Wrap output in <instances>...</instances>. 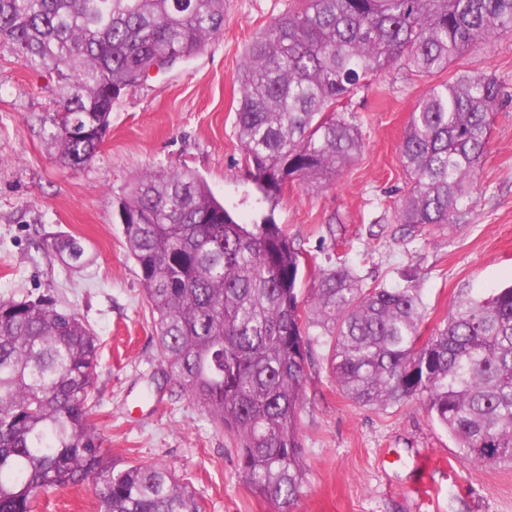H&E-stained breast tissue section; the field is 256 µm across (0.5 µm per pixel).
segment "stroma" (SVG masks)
I'll use <instances>...</instances> for the list:
<instances>
[{
  "mask_svg": "<svg viewBox=\"0 0 512 512\" xmlns=\"http://www.w3.org/2000/svg\"><path fill=\"white\" fill-rule=\"evenodd\" d=\"M297 0H224V31L194 57L122 90L91 165L61 167L39 118L55 107L53 74L35 72L0 43V300L53 295L98 338L93 421L118 464L166 469L204 512H276L243 481L234 443L190 395L158 388L163 368L140 271L129 257L116 198L147 169L201 175L246 222L273 215L309 265L347 266L367 285L412 275L427 306L424 335L442 327L453 301L512 284V35L474 48L448 68L495 76L505 99L492 113L476 175V203L462 223L415 237L394 211L408 189L399 146L429 87L397 63L346 101L363 143L320 189L286 187L277 205L258 192L236 134L244 53ZM80 238L71 268L50 245ZM315 341L299 423L307 479L295 512H512V462L472 468L416 400L362 408L338 390ZM37 512H99L93 483L43 494Z\"/></svg>",
  "mask_w": 512,
  "mask_h": 512,
  "instance_id": "stroma-1",
  "label": "stroma"
}]
</instances>
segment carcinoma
I'll return each mask as SVG.
<instances>
[{
    "label": "carcinoma",
    "mask_w": 512,
    "mask_h": 512,
    "mask_svg": "<svg viewBox=\"0 0 512 512\" xmlns=\"http://www.w3.org/2000/svg\"><path fill=\"white\" fill-rule=\"evenodd\" d=\"M224 30V0H0V41L57 77L42 117L56 159L95 158L121 91L192 58ZM512 33V0H299L245 52L237 136L266 198L294 181L320 188L361 149L339 109L390 66L432 78L479 43ZM503 96L488 74L430 85L399 148L410 187L397 223L417 236L458 224ZM129 255L151 307L163 380L196 399L236 448L253 493L293 512L305 484L299 408L310 330L360 407L411 400L448 431L471 467L512 461V285L461 297L422 338L420 289L364 285L345 266L298 288L306 260L275 223L242 224L194 172L147 170L117 197ZM52 249L72 267V235ZM94 334L50 297L0 301V512H34L51 489L95 483L99 512H203L156 466L122 468L101 448L90 393Z\"/></svg>",
    "instance_id": "1"
}]
</instances>
